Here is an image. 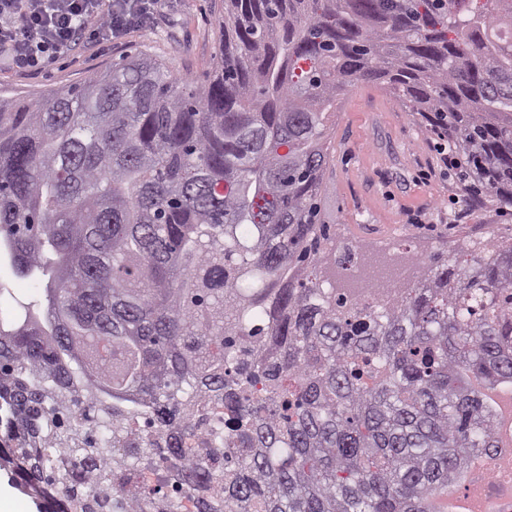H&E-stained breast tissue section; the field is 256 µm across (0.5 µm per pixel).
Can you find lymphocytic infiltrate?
Returning <instances> with one entry per match:
<instances>
[{
    "instance_id": "f902f5d3",
    "label": "lymphocytic infiltrate",
    "mask_w": 512,
    "mask_h": 512,
    "mask_svg": "<svg viewBox=\"0 0 512 512\" xmlns=\"http://www.w3.org/2000/svg\"><path fill=\"white\" fill-rule=\"evenodd\" d=\"M157 0H0V47L19 68L70 49L83 28L109 42L150 22Z\"/></svg>"
}]
</instances>
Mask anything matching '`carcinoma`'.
Returning <instances> with one entry per match:
<instances>
[{
  "label": "carcinoma",
  "mask_w": 512,
  "mask_h": 512,
  "mask_svg": "<svg viewBox=\"0 0 512 512\" xmlns=\"http://www.w3.org/2000/svg\"><path fill=\"white\" fill-rule=\"evenodd\" d=\"M219 28L203 87L137 54L0 97V257L47 301L0 321V469L58 512L81 487L107 512H434L496 447L512 242L367 305L325 291L327 120L384 79L512 206V0H224Z\"/></svg>",
  "instance_id": "carcinoma-1"
}]
</instances>
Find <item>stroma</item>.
I'll use <instances>...</instances> for the list:
<instances>
[{
	"mask_svg": "<svg viewBox=\"0 0 512 512\" xmlns=\"http://www.w3.org/2000/svg\"><path fill=\"white\" fill-rule=\"evenodd\" d=\"M212 0H159L151 21L110 44L92 33L72 51L32 70L0 61V95L43 98L82 83L120 58L145 51L180 76L205 85L218 54L219 11ZM330 163L321 214L337 245L364 257L449 255L460 246L512 238V211L466 203L455 170L439 161L427 122L376 83L346 90L329 120ZM42 313L41 284L15 277L0 261V319L20 305Z\"/></svg>",
	"mask_w": 512,
	"mask_h": 512,
	"instance_id": "stroma-1",
	"label": "stroma"
}]
</instances>
